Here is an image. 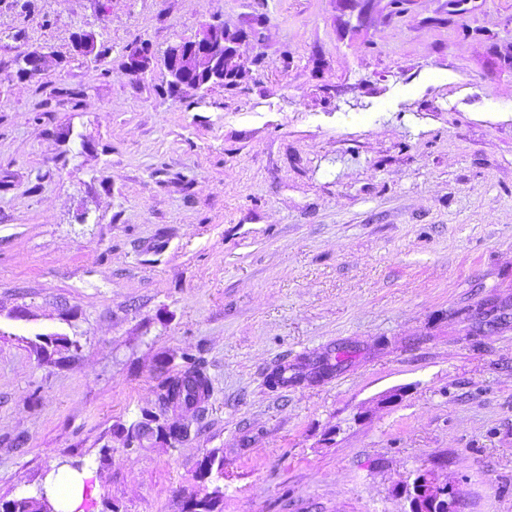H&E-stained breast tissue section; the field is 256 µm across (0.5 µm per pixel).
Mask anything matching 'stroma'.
Segmentation results:
<instances>
[{"label": "stroma", "mask_w": 512, "mask_h": 512, "mask_svg": "<svg viewBox=\"0 0 512 512\" xmlns=\"http://www.w3.org/2000/svg\"><path fill=\"white\" fill-rule=\"evenodd\" d=\"M449 2L0 0V499L75 465L85 512H406L433 468L512 512V0ZM213 21L238 85L125 69ZM186 353L190 437L128 443ZM183 369L166 377L158 386L157 398L160 412L169 406H194L204 402L211 389V381L199 362L184 356ZM187 512H221L218 510L224 500V491L221 486H214L211 492L202 497H191Z\"/></svg>", "instance_id": "35a3bbf8"}]
</instances>
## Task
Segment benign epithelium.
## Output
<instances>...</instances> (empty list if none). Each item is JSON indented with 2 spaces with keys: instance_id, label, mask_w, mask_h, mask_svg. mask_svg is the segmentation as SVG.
<instances>
[{
  "instance_id": "1",
  "label": "benign epithelium",
  "mask_w": 512,
  "mask_h": 512,
  "mask_svg": "<svg viewBox=\"0 0 512 512\" xmlns=\"http://www.w3.org/2000/svg\"><path fill=\"white\" fill-rule=\"evenodd\" d=\"M237 37L224 28V23H206L195 36L170 45L155 57L146 42L132 43L125 49L129 72L142 74L152 64H159L174 87L196 89L224 84L225 68L234 64ZM94 33L82 31L72 42L73 54L89 57L95 54ZM408 512H460L459 494L455 485L441 482L431 469H419L405 486Z\"/></svg>"
}]
</instances>
